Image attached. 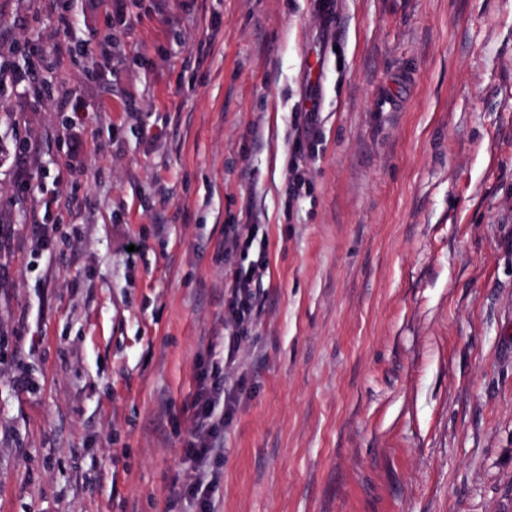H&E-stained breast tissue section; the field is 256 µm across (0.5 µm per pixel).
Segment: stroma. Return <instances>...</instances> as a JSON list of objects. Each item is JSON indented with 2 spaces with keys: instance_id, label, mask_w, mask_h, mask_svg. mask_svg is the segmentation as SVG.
<instances>
[{
  "instance_id": "1",
  "label": "stroma",
  "mask_w": 512,
  "mask_h": 512,
  "mask_svg": "<svg viewBox=\"0 0 512 512\" xmlns=\"http://www.w3.org/2000/svg\"><path fill=\"white\" fill-rule=\"evenodd\" d=\"M0 69V512H191L247 205L213 512H512V0H0ZM257 224H228L224 227V251L232 252L252 244ZM268 271L266 256L259 252L255 260L247 266L239 268L232 275L227 285V299L224 306L227 320L232 325V336L227 338V354L225 366L231 367L236 362L239 341L248 333V326L258 317L263 298V279ZM237 401L236 388L225 385L222 368H212L198 374L195 389L185 403L191 427L183 445L189 479L182 493L196 507L195 512L212 510L210 494L220 484L222 473L211 466V460L224 450V425L230 421Z\"/></svg>"
}]
</instances>
